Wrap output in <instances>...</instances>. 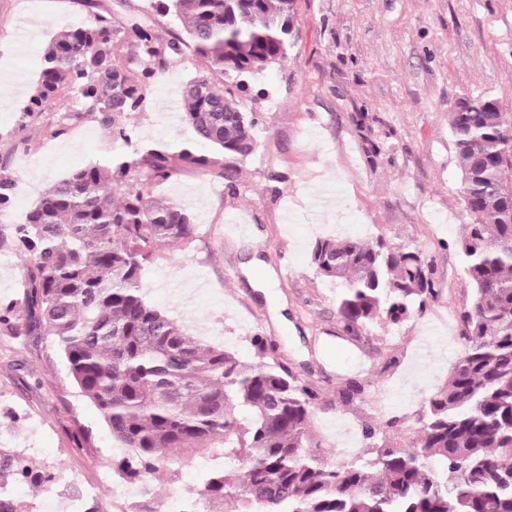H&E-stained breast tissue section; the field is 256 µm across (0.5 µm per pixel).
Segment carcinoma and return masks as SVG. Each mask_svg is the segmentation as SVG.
<instances>
[{
	"instance_id": "carcinoma-1",
	"label": "carcinoma",
	"mask_w": 512,
	"mask_h": 512,
	"mask_svg": "<svg viewBox=\"0 0 512 512\" xmlns=\"http://www.w3.org/2000/svg\"><path fill=\"white\" fill-rule=\"evenodd\" d=\"M293 3L151 0L157 14L184 22L185 40L146 16L118 24L106 11L58 30L20 122L65 93L73 111L109 131L112 148L0 227V247L9 236L30 254L34 326L127 449L112 470L140 483L146 499L172 465L203 449L218 466L178 493L179 512H512V114L492 94H468L448 112L470 217L457 247L472 293L448 379L423 396L416 427L388 423L403 440L367 425L365 452L328 461L311 430L315 393L274 349L254 337L256 361L247 364L187 334L142 291L152 250L196 228L184 206L152 187L181 167L206 172L215 161L192 145H139L126 119L143 110L150 82L192 51L201 71L184 85L182 120L222 154L219 176L236 189L259 125L236 93L288 59ZM310 263L339 287L348 334L421 316L438 295L425 251L383 237L320 238ZM4 474L35 491L61 479L16 448H0Z\"/></svg>"
}]
</instances>
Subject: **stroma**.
<instances>
[{
    "label": "stroma",
    "instance_id": "1",
    "mask_svg": "<svg viewBox=\"0 0 512 512\" xmlns=\"http://www.w3.org/2000/svg\"><path fill=\"white\" fill-rule=\"evenodd\" d=\"M149 5L0 0V175L16 183L0 225L18 223L50 185L110 146L103 127L64 98L19 126L46 44L101 10L121 23ZM294 12L287 62L260 72L237 98L259 119V146L236 192L194 168L157 185L158 196L187 207L196 233L153 251L142 286L188 333L245 362L255 359L254 336L272 345L316 392L312 433L337 462L364 451V426L394 417L414 424L423 395L444 384L460 350L457 317L471 290L456 242L469 217L448 112L463 95L487 91L512 113V0H295ZM200 68L188 55L153 83L145 110L128 120L141 143L175 149L191 140L180 116L164 114ZM363 112L372 119L365 140ZM232 213L247 216L245 236L225 235ZM326 235H383L424 249L438 299L422 317L346 335L337 288L308 259ZM30 270L28 254L0 247L1 306L25 314ZM351 382L359 390L350 395ZM0 429L12 433L6 447L39 448L33 466L60 470L54 494L75 493L78 480L99 486L112 468V436L43 330L0 325Z\"/></svg>",
    "mask_w": 512,
    "mask_h": 512
}]
</instances>
